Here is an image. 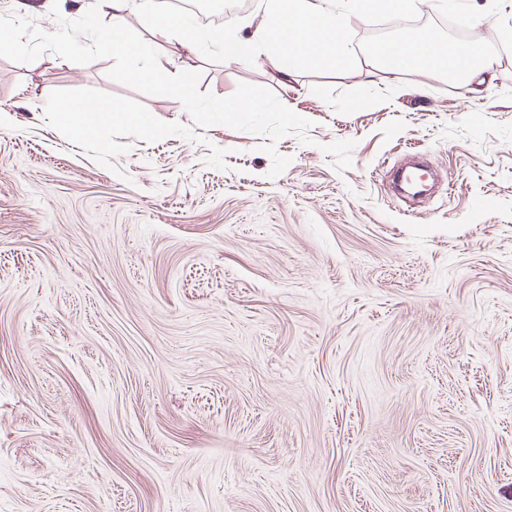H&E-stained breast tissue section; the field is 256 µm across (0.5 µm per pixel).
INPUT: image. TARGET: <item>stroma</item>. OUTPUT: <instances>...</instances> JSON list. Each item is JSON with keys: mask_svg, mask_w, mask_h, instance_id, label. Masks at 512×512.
<instances>
[{"mask_svg": "<svg viewBox=\"0 0 512 512\" xmlns=\"http://www.w3.org/2000/svg\"><path fill=\"white\" fill-rule=\"evenodd\" d=\"M487 81L137 47L217 96L272 89L311 143L194 126L87 65L0 58V512H512V0H421ZM153 127L84 136L59 103ZM354 141L337 172L323 145ZM441 175L416 208L387 173Z\"/></svg>", "mask_w": 512, "mask_h": 512, "instance_id": "35a3bbf8", "label": "stroma"}]
</instances>
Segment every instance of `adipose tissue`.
<instances>
[{"mask_svg":"<svg viewBox=\"0 0 512 512\" xmlns=\"http://www.w3.org/2000/svg\"><path fill=\"white\" fill-rule=\"evenodd\" d=\"M377 0H349L346 10L336 7V0H260L256 9L257 24L251 36L236 33L218 38L216 46L225 60L237 63L264 56L278 64L282 77H290L305 66H348L351 48L345 29L350 15H362L373 9ZM101 12L110 21L111 47L114 52L128 53L131 42L127 21L131 14L149 11L150 0H98ZM127 78L150 83L164 94L192 98L194 78L183 73L171 78L160 61L127 71ZM67 126L79 132L94 130L99 120L126 123L140 130L151 129V118L143 113H128L109 104L82 107L71 102L64 106Z\"/></svg>","mask_w":512,"mask_h":512,"instance_id":"1","label":"adipose tissue"}]
</instances>
